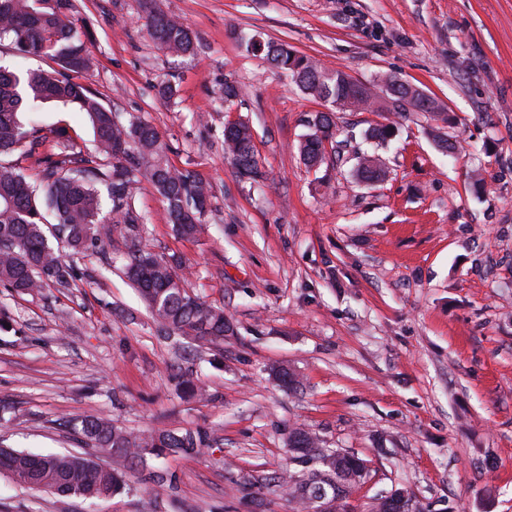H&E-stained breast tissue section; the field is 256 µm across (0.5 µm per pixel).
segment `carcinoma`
Returning <instances> with one entry per match:
<instances>
[{
    "mask_svg": "<svg viewBox=\"0 0 512 512\" xmlns=\"http://www.w3.org/2000/svg\"><path fill=\"white\" fill-rule=\"evenodd\" d=\"M73 8L72 0H0V39H9L21 57L45 55L57 65L51 71L0 67V156L24 145L27 155L43 165L39 189L20 168L0 163V283L29 295L49 282L68 288L74 280L73 267L54 251L49 239L66 244L75 255L108 244L120 261L119 272L138 291L161 332L222 341L235 332L232 319L187 290L174 259L146 243L144 217L128 202L132 184L146 179L165 201L175 233L190 239L203 229L208 189L196 176L168 164L165 147L151 124L135 118L126 123L114 120V112L80 82L91 59L87 41L72 21ZM145 27L169 55L195 53V38L180 19L151 8ZM246 48L263 54L306 94L341 110L367 111L376 103L372 87L364 86L354 97L350 75L327 69L286 43L252 37ZM385 87L389 99L385 111L404 119L411 110L438 115L436 100L419 87L395 78L386 80ZM48 104L85 114L97 151L84 152L61 127L56 131V152L41 155L45 140L39 130L25 127L20 114ZM308 128L298 150L307 167L318 168L328 161L327 146L339 133L335 111L316 113ZM224 154L239 177L252 182L263 177L247 125L232 123L224 128ZM354 174L364 182H379L386 170L377 159L362 155ZM105 196L122 227L110 224L103 214ZM179 385L189 397L203 396V387L188 371L180 375ZM73 430L88 450L41 455L0 446V474L14 481L32 480L37 488L56 495L100 499L119 491L125 471L146 455L178 453L203 442L200 433L190 430L153 429L133 435L92 417L73 424ZM288 450L290 462L306 468L304 479L298 481L290 473L284 480L301 512H325L327 504L335 505L334 512H354L350 493L365 476L362 458L321 447L316 434L303 428L289 432Z\"/></svg>",
    "mask_w": 512,
    "mask_h": 512,
    "instance_id": "cac0c4a2",
    "label": "carcinoma"
}]
</instances>
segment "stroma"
Listing matches in <instances>:
<instances>
[{"mask_svg":"<svg viewBox=\"0 0 512 512\" xmlns=\"http://www.w3.org/2000/svg\"><path fill=\"white\" fill-rule=\"evenodd\" d=\"M89 34L84 81L122 119L151 123L170 165L210 190L204 232L178 236L147 181L130 202L147 241L176 256L190 292L235 325L221 343L169 340L111 254L72 255L70 288L19 295L0 284V444L81 451L70 421L129 431L201 432L194 452L148 458L104 499L36 492L0 476V512H297L281 477L288 433L303 427L354 452L366 475L351 493L369 512L395 489L418 512H512V0H73ZM196 35L192 57L158 49L146 7ZM285 42L384 94L395 77L449 113L337 111L352 151L305 167L298 143L326 110L240 37ZM234 82L239 97L219 90ZM172 85L165 97L162 85ZM63 127L85 150V114L47 106L21 116ZM247 123L263 181L224 157V127ZM388 170L358 181L369 126ZM458 141L459 158L439 138ZM295 370L283 388L271 370ZM190 370L204 399L182 395ZM168 475L153 496L150 475Z\"/></svg>","mask_w":512,"mask_h":512,"instance_id":"1","label":"stroma"}]
</instances>
